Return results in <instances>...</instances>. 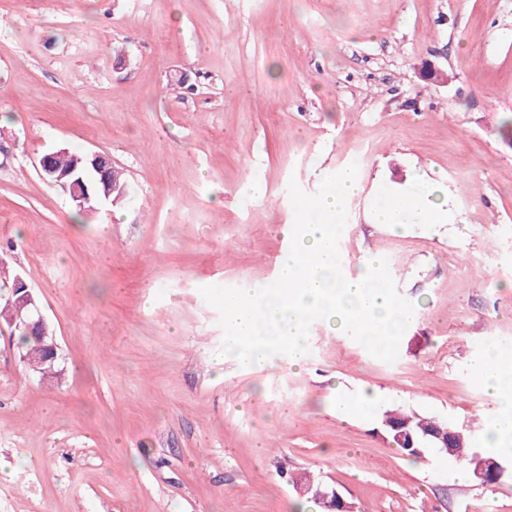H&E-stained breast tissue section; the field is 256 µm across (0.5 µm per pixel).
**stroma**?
<instances>
[{"mask_svg":"<svg viewBox=\"0 0 512 512\" xmlns=\"http://www.w3.org/2000/svg\"><path fill=\"white\" fill-rule=\"evenodd\" d=\"M511 116L512 0H0V265L64 369L40 380L0 332V512H322L305 475L358 512H512V480L381 426L487 424L469 363L512 338ZM63 147L109 155L126 200L78 209L36 167ZM343 168L342 271L387 260L420 322L391 364L317 320L305 367L240 365L201 287L274 282L290 181ZM419 194L443 223H370Z\"/></svg>","mask_w":512,"mask_h":512,"instance_id":"35a3bbf8","label":"stroma"}]
</instances>
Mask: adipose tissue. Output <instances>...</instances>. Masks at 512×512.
<instances>
[{
  "label": "adipose tissue",
  "mask_w": 512,
  "mask_h": 512,
  "mask_svg": "<svg viewBox=\"0 0 512 512\" xmlns=\"http://www.w3.org/2000/svg\"><path fill=\"white\" fill-rule=\"evenodd\" d=\"M510 347L511 338L497 341L471 361L473 372L484 380L492 402L490 422L478 438L480 447L488 450L499 449L504 439L512 435V358L502 355Z\"/></svg>",
  "instance_id": "adipose-tissue-1"
}]
</instances>
